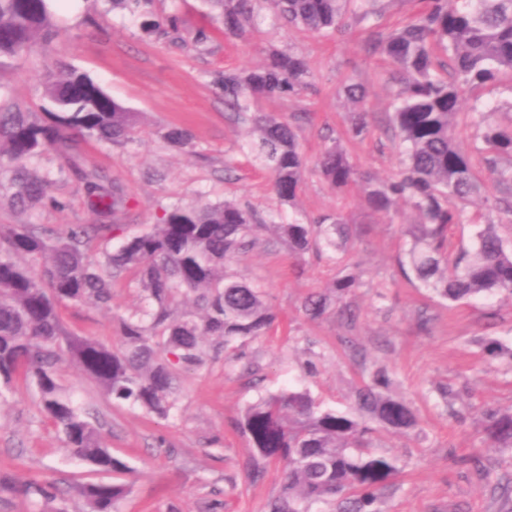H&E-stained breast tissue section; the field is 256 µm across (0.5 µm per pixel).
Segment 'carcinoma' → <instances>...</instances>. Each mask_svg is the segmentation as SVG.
Instances as JSON below:
<instances>
[{
  "instance_id": "obj_1",
  "label": "carcinoma",
  "mask_w": 512,
  "mask_h": 512,
  "mask_svg": "<svg viewBox=\"0 0 512 512\" xmlns=\"http://www.w3.org/2000/svg\"><path fill=\"white\" fill-rule=\"evenodd\" d=\"M359 2L360 18L381 16L380 0H265L281 22L311 34L345 32ZM112 10L141 19L147 33L175 32L177 16L159 19L153 0H110ZM259 0H204L224 35L241 38L255 23ZM416 9L400 28L378 35L376 47L388 63L385 75L400 90L390 122L399 141L398 173L361 182L368 208L391 217L403 203L417 216L404 235L400 258L405 278L450 303L497 293L512 296V248L493 222L479 224L472 245L450 249L448 229L465 219L464 205L481 194L475 169L493 175L502 197L491 208L512 216V117L499 108L480 113L477 142L466 147L456 136L463 92L495 83L512 73V0H413ZM52 0H0V70L55 35ZM306 59L271 49L261 65L224 73V103L250 122L246 149L273 177L279 203L296 207L307 160L293 127L272 114H248L250 99L296 97L310 86ZM355 112L346 131L355 139L369 132L367 90L345 86ZM43 97L47 120L28 112H0V198L28 211L61 207L52 179L28 167L52 151L83 183L91 207L110 224H70L53 235L39 224H0V402L22 379L32 386L67 453L105 472L129 470L112 454L85 412L61 383L74 366L117 403L144 415L168 419L176 409L179 372L203 366L210 349L236 350L274 325L266 292L233 269L238 257L273 234L296 257L308 253L336 262L348 240L341 214L316 222L288 221L272 212L266 219L237 201L173 204L140 233L126 235L122 223L130 199L117 181L80 167V141L114 144L134 140L142 116L117 103L89 74L69 68L50 74ZM164 138L187 148L189 133L170 127ZM317 168L334 190L358 183V173L341 142L321 153ZM117 239L109 251L103 242ZM124 277L141 305L118 318V340L108 345L70 333L61 310L71 305L112 302V282ZM359 276L346 274L308 294L302 309L310 321L335 309L349 315L346 299ZM478 424L493 448L512 451V411L487 408ZM251 444L248 476L261 479L272 464L282 466L279 493L264 512H311L332 504L335 512H382L398 460L377 452L378 430L407 433L419 426L413 407L393 392L384 368L375 367L355 393L353 409L324 408L302 389L288 388L246 407L236 423ZM28 500L33 512H67L56 485L31 479L0 480V495ZM128 494L122 483L79 486L90 512H119Z\"/></svg>"
}]
</instances>
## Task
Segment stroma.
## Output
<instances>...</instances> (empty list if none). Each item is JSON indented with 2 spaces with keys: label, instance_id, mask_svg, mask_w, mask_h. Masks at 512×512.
Segmentation results:
<instances>
[{
  "label": "stroma",
  "instance_id": "obj_1",
  "mask_svg": "<svg viewBox=\"0 0 512 512\" xmlns=\"http://www.w3.org/2000/svg\"><path fill=\"white\" fill-rule=\"evenodd\" d=\"M154 10L180 16L179 31L144 33L137 20L107 10L102 0H56L52 41L0 70V111L43 114L39 81L47 70L65 64L86 72L115 101L143 116L135 142L79 147L87 167L124 186L129 232L155 223L175 203L235 200L262 216L278 209L283 217L297 213L312 222L341 213L350 228L347 251L337 264L310 254L299 261L271 239L240 256L236 271L265 289L277 315L266 336L243 348L259 367L258 381L225 367L223 355H216L204 368L180 373L176 412L161 420L113 402L76 369L64 372V385L128 471L105 474L67 457L33 388L17 383L0 403V477L55 482L70 512L86 510L75 493L78 485L105 479L128 487L121 512H264L280 488L282 470L272 466L262 480L247 479L242 464L250 445L236 428L242 411L261 395L286 388L306 389L323 407L346 410L376 362L387 367L394 391L420 418L416 430L380 439V453L396 457L401 466L383 512H512V501L502 500L495 489L512 481V453L486 447L477 425L484 408H512V367L483 350L491 339L512 347V297L502 293L450 305L410 283L398 257L406 247L402 227L414 223V214L404 209L390 219L372 213L358 187L336 192L309 171L297 208H279L271 175L242 150L249 124L227 110L215 85L224 71L262 63L272 46L303 56L311 71L309 88L297 97L260 99L253 111L292 122L309 160H316L329 135L341 138L361 178L392 177L399 169L389 128L394 90L384 81L380 56L368 47L364 26L317 37L283 26L263 4L249 40L240 41L211 27L201 0H154ZM203 27L211 38L198 47L193 38ZM351 83L368 91L372 132L363 139L345 136L353 107L342 89ZM511 101L507 76L467 92L458 127L463 144H472L478 134V113ZM173 126L189 132L190 147L177 150L163 140ZM40 165L53 173L54 193L65 208L47 207L29 216L0 207V224L32 222L59 232L70 224L103 223L81 183L60 171L54 154H44ZM349 273L360 277L347 299L353 322L334 312L309 321L301 309L304 297ZM112 291L111 307L66 308L67 329L115 341L114 316L135 309L140 299L123 278L114 281ZM441 385L451 392L454 413L444 409ZM475 448L482 455L478 467L462 461Z\"/></svg>",
  "mask_w": 512,
  "mask_h": 512
}]
</instances>
